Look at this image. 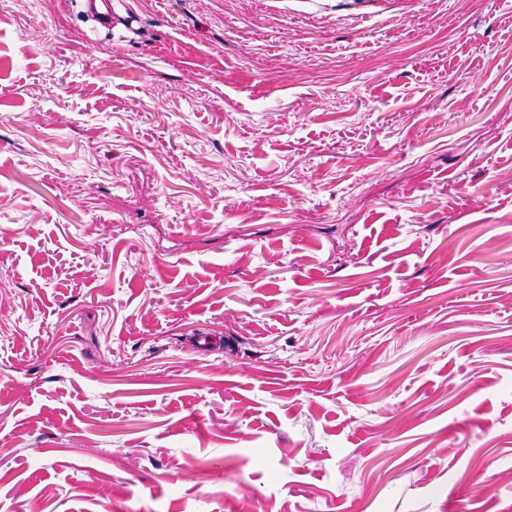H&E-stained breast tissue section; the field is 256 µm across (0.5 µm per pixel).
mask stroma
Here are the masks:
<instances>
[{
    "label": "stroma",
    "mask_w": 512,
    "mask_h": 512,
    "mask_svg": "<svg viewBox=\"0 0 512 512\" xmlns=\"http://www.w3.org/2000/svg\"><path fill=\"white\" fill-rule=\"evenodd\" d=\"M334 3L0 0V512H512V0ZM84 11L100 26L112 29V0H83Z\"/></svg>",
    "instance_id": "35a3bbf8"
}]
</instances>
